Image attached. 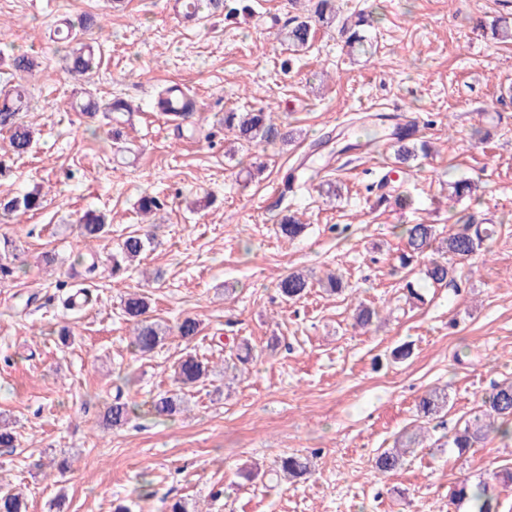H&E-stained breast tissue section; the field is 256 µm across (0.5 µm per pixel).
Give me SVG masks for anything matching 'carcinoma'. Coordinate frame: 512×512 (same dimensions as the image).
Instances as JSON below:
<instances>
[{
  "label": "carcinoma",
  "instance_id": "carcinoma-1",
  "mask_svg": "<svg viewBox=\"0 0 512 512\" xmlns=\"http://www.w3.org/2000/svg\"><path fill=\"white\" fill-rule=\"evenodd\" d=\"M314 16L318 21L329 25L336 18L332 0H316ZM365 20L360 18L353 25H342V32L347 34V42L352 47L365 50L367 39L361 34L360 27ZM89 27L87 17L65 19L54 30L56 40L69 46L67 54L68 71L75 76H84L95 67L96 54L94 47L84 40V34ZM284 38L292 47H305L311 38V24L308 18L296 17L284 27ZM26 93L24 86L19 84L13 92L4 94L0 100V131L9 133V147L13 154L20 156L27 153L33 143V131L21 117L26 107ZM72 107L88 115L96 117L98 112L108 115L112 112H134L136 107L130 102L112 100L99 105L93 97L75 102ZM224 129L230 131L236 140L243 145L272 144L276 141L286 145L291 141L288 131L278 127L271 113L262 109L253 112H226L224 113ZM395 155L399 162L406 163L416 156L417 145L414 143V134L403 127L395 135ZM43 196L41 191L20 192L12 197L0 199V213L13 215L16 213L34 212L41 208ZM163 208L158 197L147 193L138 202L141 215L147 216L157 213ZM79 235L85 242L100 239L106 233L107 216L97 210L88 209L77 221ZM305 225L293 215L282 217L278 224L279 235L289 241L297 239L303 232ZM407 239V253L402 265H407L410 259L425 256L428 253H437L439 257L428 260L425 265V277L435 286L444 288L457 287L455 261H465L481 252L490 251L496 236L497 225L483 224L475 215L469 214L460 218V225L455 232L446 238H440L438 229L434 224H411L405 230ZM153 243V238L145 235H129L112 255V274L121 271L122 266L129 264L142 255ZM313 287L310 278L299 271L291 272L277 283L279 295L286 302H294L305 295ZM150 303L143 294L132 293L123 302V312L126 320L134 323V336L132 346L134 350L145 356L157 349L167 334V329L150 319ZM175 330L184 341L191 342L200 332V322L191 316L184 317L175 326ZM229 360L245 365L253 359V350L249 343L228 346ZM178 381L183 385H195L204 381L209 375L207 363L197 356L188 353L183 356L175 368ZM448 406V394L440 389H432L425 393L418 402L417 409L421 416L430 418ZM151 408L159 416L173 417L183 411L182 397L177 393L167 391L157 395L151 401ZM133 407L121 395H116L112 404L107 407L103 417V425L107 428H118L130 419ZM512 423V382L495 386L485 397L482 409L467 420L448 440V445L463 454L486 439L489 433L502 429V433L509 432L507 426ZM421 434L410 433L400 441L398 446L380 452L374 461V469L380 474L393 472L400 468L406 450L420 443ZM278 481L298 480L310 473V464L307 458L297 455L279 457L273 468ZM450 498L458 503L465 501L472 503L475 512H498L497 499L489 492L488 486L478 484L473 486L466 481L456 483L450 489ZM0 512H28L27 502L18 494L9 490L0 489Z\"/></svg>",
  "mask_w": 512,
  "mask_h": 512
}]
</instances>
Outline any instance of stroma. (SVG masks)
<instances>
[{"mask_svg": "<svg viewBox=\"0 0 512 512\" xmlns=\"http://www.w3.org/2000/svg\"><path fill=\"white\" fill-rule=\"evenodd\" d=\"M246 3L231 21L208 10L188 21L176 0H0V87L15 82L11 55L35 62L23 114L35 144L19 157L0 134L11 169L0 196L37 185L45 195L36 213L0 216L18 254L0 275V420L17 437L0 452V487L23 493L29 512H112L117 498L131 512H165L177 499L188 512H471L449 497L465 479L488 483L499 512H512V486L494 478L512 470V435L489 434L463 455L448 445L482 396L512 379V43L490 29L496 18L512 23V0H336L341 17L367 14L371 56L333 25L315 26L292 55L280 31L309 0ZM64 12L93 17L101 57L84 78L47 39ZM173 81L197 102L185 122L193 136L151 107ZM89 91L137 110L88 118L72 104ZM260 107L292 142L233 152L224 113ZM377 113L415 120L429 145L383 203L373 184L391 168L390 131L375 127L379 151L356 146L360 119ZM305 159L320 177L285 192ZM461 178L474 195L450 199ZM147 192L166 203L152 225L137 213ZM90 207L112 222L86 244L76 221ZM288 213L308 226L291 242L277 233ZM464 213L498 236L486 259L458 264L459 291L431 287L423 262L401 267L405 225L449 233ZM149 230L153 249L113 279L118 243ZM82 253L94 273L78 264ZM295 270L340 275L346 291L316 286L282 301L276 284ZM134 292L170 329L146 356L132 351L122 312ZM362 301L379 312L366 330L352 319ZM186 316L201 324L189 343L173 331ZM238 339L261 356L236 376L224 360ZM404 343L410 357L393 360ZM187 352L207 361L208 381L182 389L179 415H155L152 396L172 389ZM434 388L449 402L428 420L415 404ZM118 392L138 409L103 428ZM419 428L423 448L379 475L377 451ZM291 453L311 460L309 479L271 482L274 460Z\"/></svg>", "mask_w": 512, "mask_h": 512, "instance_id": "obj_1", "label": "stroma"}]
</instances>
